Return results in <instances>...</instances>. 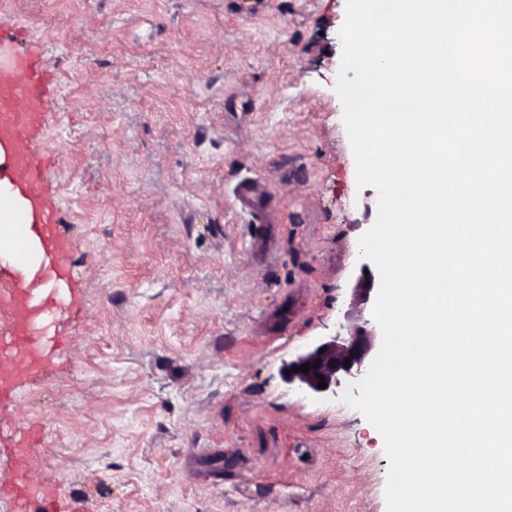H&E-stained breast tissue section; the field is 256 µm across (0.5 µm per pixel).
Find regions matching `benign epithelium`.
Instances as JSON below:
<instances>
[{"mask_svg":"<svg viewBox=\"0 0 512 512\" xmlns=\"http://www.w3.org/2000/svg\"><path fill=\"white\" fill-rule=\"evenodd\" d=\"M377 336L374 331L361 329L348 337L334 336L317 346L308 349L288 363L286 375L288 382L313 393L336 389L340 377L357 379L367 367V359L375 350ZM350 360V367H344L345 360ZM310 364L309 371L302 373L298 367ZM324 378L327 387L318 388L319 378Z\"/></svg>","mask_w":512,"mask_h":512,"instance_id":"1","label":"benign epithelium"}]
</instances>
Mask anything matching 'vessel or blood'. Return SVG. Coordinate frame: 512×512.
<instances>
[{"label":"vessel or blood","instance_id":"obj_1","mask_svg":"<svg viewBox=\"0 0 512 512\" xmlns=\"http://www.w3.org/2000/svg\"><path fill=\"white\" fill-rule=\"evenodd\" d=\"M45 123L40 72L21 58L0 62V181H8L27 200L26 209L17 210L11 200L0 197V212L12 214L17 230L13 261L0 264V401L15 395L45 345L39 327L20 318L21 312L33 314L42 307L40 297L25 285L35 261L27 244L30 231H37L51 259L52 273L45 282L50 317L63 316L69 308L65 282L72 244L60 231L59 209L50 203L42 176L38 139Z\"/></svg>","mask_w":512,"mask_h":512}]
</instances>
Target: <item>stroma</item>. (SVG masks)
Here are the masks:
<instances>
[{
    "mask_svg": "<svg viewBox=\"0 0 512 512\" xmlns=\"http://www.w3.org/2000/svg\"><path fill=\"white\" fill-rule=\"evenodd\" d=\"M346 0H0L44 76L43 175L75 302L40 375L0 402L34 430L50 512H387L382 435L288 384L301 352L372 321L359 187L335 91ZM271 205L256 246L234 197Z\"/></svg>",
    "mask_w": 512,
    "mask_h": 512,
    "instance_id": "obj_1",
    "label": "stroma"
}]
</instances>
